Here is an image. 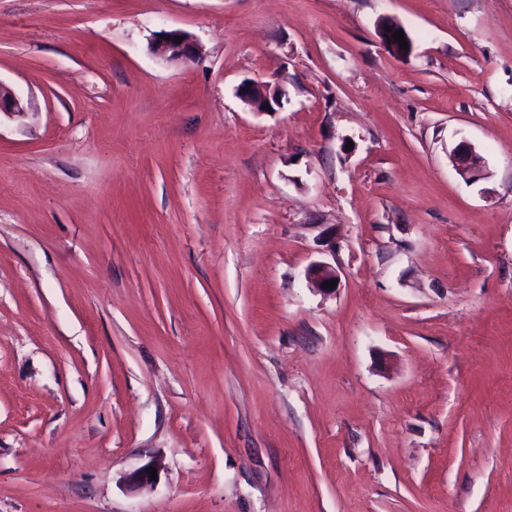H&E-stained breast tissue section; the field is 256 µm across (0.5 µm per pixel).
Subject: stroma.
I'll return each mask as SVG.
<instances>
[{
  "label": "stroma",
  "mask_w": 512,
  "mask_h": 512,
  "mask_svg": "<svg viewBox=\"0 0 512 512\" xmlns=\"http://www.w3.org/2000/svg\"><path fill=\"white\" fill-rule=\"evenodd\" d=\"M0 82V512H512V0H0ZM168 36V39H165ZM182 37L181 42L173 41V38ZM153 55L164 61H178L193 63L199 59L200 48L191 37L181 30H170L162 33L150 44ZM28 104L18 97L15 92L0 82V116L2 113L10 115L28 114ZM239 95L242 100L259 112H270L264 108V104H268L271 111L274 110L273 105H280L281 95L278 89H274L271 93L270 87L261 83L243 84ZM456 155L457 169L461 176L476 180L482 175L483 159L473 148L461 145ZM337 278L338 276L336 275V271L328 264L322 262L312 264L307 273V279L310 286L323 293L332 292L335 288H323L322 284L326 281L337 280Z\"/></svg>",
  "instance_id": "stroma-1"
}]
</instances>
